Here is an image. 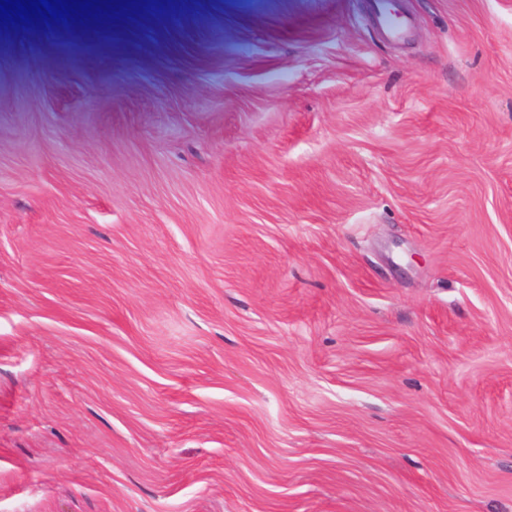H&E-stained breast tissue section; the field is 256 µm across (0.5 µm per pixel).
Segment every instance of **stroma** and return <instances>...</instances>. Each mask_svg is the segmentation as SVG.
<instances>
[{
	"mask_svg": "<svg viewBox=\"0 0 512 512\" xmlns=\"http://www.w3.org/2000/svg\"><path fill=\"white\" fill-rule=\"evenodd\" d=\"M186 0L0 55V512H512V0Z\"/></svg>",
	"mask_w": 512,
	"mask_h": 512,
	"instance_id": "35a3bbf8",
	"label": "stroma"
}]
</instances>
